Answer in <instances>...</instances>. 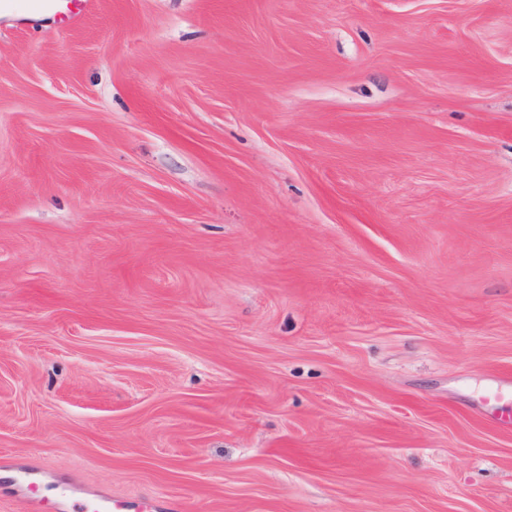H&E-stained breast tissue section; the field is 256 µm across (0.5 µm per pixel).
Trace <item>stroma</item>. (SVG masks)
I'll return each instance as SVG.
<instances>
[{"label": "stroma", "mask_w": 512, "mask_h": 512, "mask_svg": "<svg viewBox=\"0 0 512 512\" xmlns=\"http://www.w3.org/2000/svg\"><path fill=\"white\" fill-rule=\"evenodd\" d=\"M512 0L0 22V458L185 512H512Z\"/></svg>", "instance_id": "1"}]
</instances>
